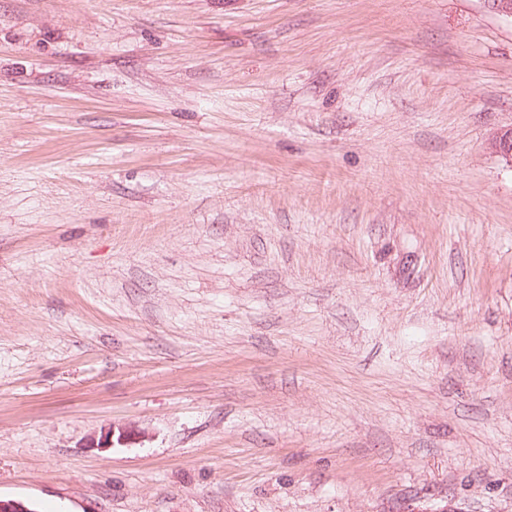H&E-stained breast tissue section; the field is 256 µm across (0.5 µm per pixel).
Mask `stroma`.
Returning <instances> with one entry per match:
<instances>
[{"instance_id":"1","label":"stroma","mask_w":512,"mask_h":512,"mask_svg":"<svg viewBox=\"0 0 512 512\" xmlns=\"http://www.w3.org/2000/svg\"><path fill=\"white\" fill-rule=\"evenodd\" d=\"M508 130L489 0H0V497L512 512Z\"/></svg>"}]
</instances>
